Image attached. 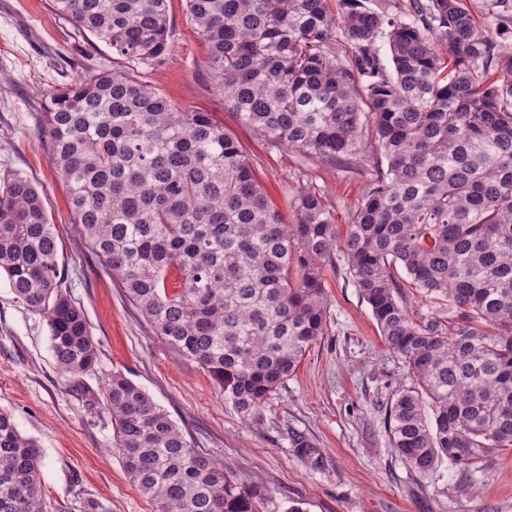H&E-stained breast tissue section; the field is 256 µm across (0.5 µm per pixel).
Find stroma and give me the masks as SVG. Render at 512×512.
<instances>
[{
	"label": "stroma",
	"mask_w": 512,
	"mask_h": 512,
	"mask_svg": "<svg viewBox=\"0 0 512 512\" xmlns=\"http://www.w3.org/2000/svg\"><path fill=\"white\" fill-rule=\"evenodd\" d=\"M172 38L164 62L140 80L181 108L213 114L241 142L283 216L299 184L319 189L345 227L366 180L341 167L270 146L242 126L206 66V44L169 0ZM113 67L112 50L56 16L51 0H0V172L29 178L59 235L64 289L97 343L95 370L73 380L55 366L44 319L0 279V412L41 450L48 512H156L112 449L105 379L119 372L169 414L191 447L258 490L262 512H512V447L468 468L441 461L421 474L393 450L385 404L409 387L344 261L325 267L327 328L294 376L268 401L265 423H246L207 371L154 335L71 222L66 187L49 161L42 103L53 88ZM303 439L308 450L296 448Z\"/></svg>",
	"instance_id": "stroma-1"
}]
</instances>
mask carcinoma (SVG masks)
Returning <instances> with one entry per match:
<instances>
[{
  "instance_id": "1",
  "label": "carcinoma",
  "mask_w": 512,
  "mask_h": 512,
  "mask_svg": "<svg viewBox=\"0 0 512 512\" xmlns=\"http://www.w3.org/2000/svg\"><path fill=\"white\" fill-rule=\"evenodd\" d=\"M338 7L186 0L224 106L269 144L334 165L359 157L372 123L384 165L345 235L308 184L286 223L223 124L137 79L165 58L168 0H53L120 66L46 95L50 160L73 223L152 331L257 427L325 334L323 270L343 241L349 274L412 380L385 405L392 447L420 474L443 458L468 466L512 447V46L479 29L464 0H427L408 22L363 0ZM399 269L448 303V323L410 318ZM2 274L44 317L57 368L74 379L92 370L97 346L63 291L54 225L18 173H0ZM103 399L113 448L158 512H261L260 494L192 448L124 374L107 377ZM41 467L35 441L0 412V512H47Z\"/></svg>"
}]
</instances>
